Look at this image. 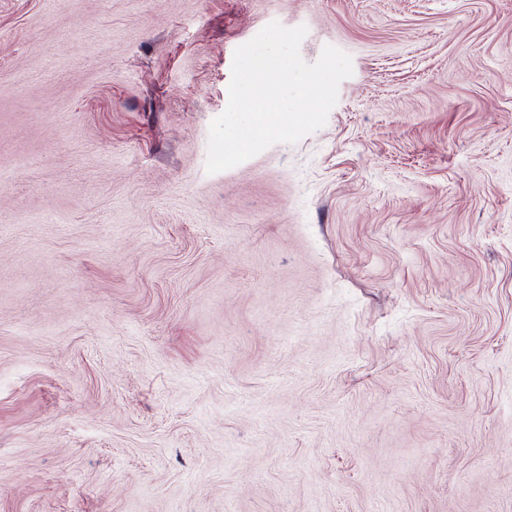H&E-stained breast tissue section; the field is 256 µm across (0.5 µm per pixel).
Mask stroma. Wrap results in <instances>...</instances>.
I'll list each match as a JSON object with an SVG mask.
<instances>
[{"instance_id":"35a3bbf8","label":"stroma","mask_w":512,"mask_h":512,"mask_svg":"<svg viewBox=\"0 0 512 512\" xmlns=\"http://www.w3.org/2000/svg\"><path fill=\"white\" fill-rule=\"evenodd\" d=\"M0 512H512V0H0Z\"/></svg>"}]
</instances>
